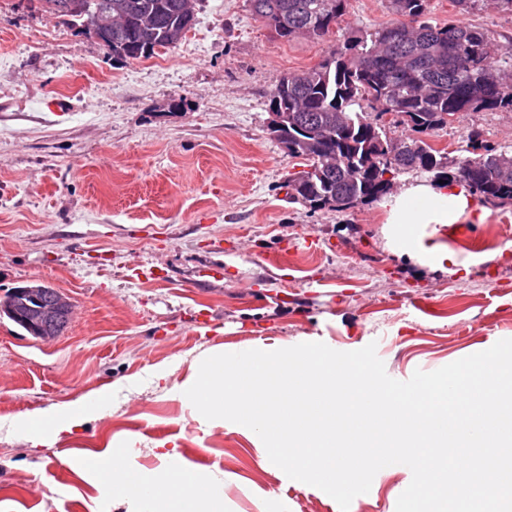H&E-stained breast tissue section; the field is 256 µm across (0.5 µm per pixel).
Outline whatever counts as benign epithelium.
Returning a JSON list of instances; mask_svg holds the SVG:
<instances>
[{"instance_id":"benign-epithelium-1","label":"benign epithelium","mask_w":512,"mask_h":512,"mask_svg":"<svg viewBox=\"0 0 512 512\" xmlns=\"http://www.w3.org/2000/svg\"><path fill=\"white\" fill-rule=\"evenodd\" d=\"M84 29L99 42L105 44L112 36V24L96 17L88 20ZM36 286L29 285L14 291L13 296L0 304V314H6L13 321L23 325L33 337L48 340L50 329L63 318H70L71 303L62 294L51 302L33 306L28 299L33 297Z\"/></svg>"}]
</instances>
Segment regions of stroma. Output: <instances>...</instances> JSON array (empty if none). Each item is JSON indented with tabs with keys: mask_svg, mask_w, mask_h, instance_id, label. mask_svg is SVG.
Returning a JSON list of instances; mask_svg holds the SVG:
<instances>
[{
	"mask_svg": "<svg viewBox=\"0 0 512 512\" xmlns=\"http://www.w3.org/2000/svg\"><path fill=\"white\" fill-rule=\"evenodd\" d=\"M428 17L512 36V15L468 17L451 0H429ZM396 20L387 0H348L328 36L285 41L247 0H198L180 44L125 60L35 0H0V300L42 282L73 305L45 341L0 316V512H144L80 466L116 434L132 468L160 467L165 443L223 477L225 512H340L252 437L183 412L173 388L191 358L258 340L373 342L405 381L512 338V204L447 229V272L391 252L381 200L345 211L288 200L304 162L268 133L275 82ZM474 128L512 150L505 111L461 113L429 141L451 153ZM206 266L222 278L199 281ZM152 369L165 385L144 384L68 438L35 447L8 429ZM411 479L407 466L381 469L350 512H396Z\"/></svg>",
	"mask_w": 512,
	"mask_h": 512,
	"instance_id": "stroma-1",
	"label": "stroma"
}]
</instances>
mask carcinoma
I'll list each match as a JSON object with an SVG mask.
<instances>
[{"label":"carcinoma","instance_id":"1","mask_svg":"<svg viewBox=\"0 0 512 512\" xmlns=\"http://www.w3.org/2000/svg\"><path fill=\"white\" fill-rule=\"evenodd\" d=\"M60 17L83 27L98 10L121 23L112 31V54L148 58L176 47L194 23L197 0H56ZM348 0H249L254 17L282 40L324 38ZM461 14L512 13V0H453ZM403 21L361 33L317 65L284 75L274 84L271 110L282 117L275 136L291 158L314 169L288 180L291 197L307 205L320 199L368 201L390 187L385 173H429L455 180L484 200L512 201V153L483 146L470 132L467 155L451 157L426 136L461 112H512V37L500 44L477 24L437 25L427 19L428 0H388ZM392 112L416 133L403 150L393 145ZM346 123L336 127V114Z\"/></svg>","mask_w":512,"mask_h":512}]
</instances>
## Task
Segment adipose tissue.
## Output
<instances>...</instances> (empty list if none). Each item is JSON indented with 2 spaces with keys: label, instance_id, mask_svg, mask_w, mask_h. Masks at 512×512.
<instances>
[{
  "label": "adipose tissue",
  "instance_id": "ef3b65f1",
  "mask_svg": "<svg viewBox=\"0 0 512 512\" xmlns=\"http://www.w3.org/2000/svg\"><path fill=\"white\" fill-rule=\"evenodd\" d=\"M386 222L391 227V242L400 254L423 263L442 266L453 262L447 246L433 243L431 235L417 237L415 243L402 239L409 224H434L449 227L455 224H480L470 193L455 184L437 186L427 180L405 184L398 195L387 198ZM141 377H128L101 388L97 397L77 399L47 410H35L13 421L14 430L32 440L60 439L80 426L91 411L109 405L119 395L137 389ZM164 464L152 476L131 471L121 452L107 458L106 469L98 470L100 481L116 485L121 500H148L150 512H224V481L214 475L205 476L184 465L177 454L166 452Z\"/></svg>",
  "mask_w": 512,
  "mask_h": 512
}]
</instances>
